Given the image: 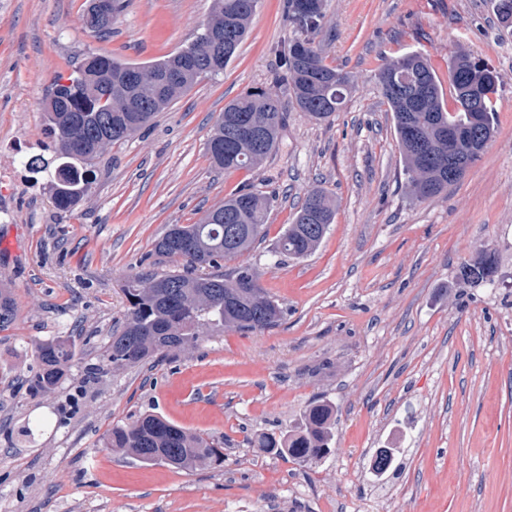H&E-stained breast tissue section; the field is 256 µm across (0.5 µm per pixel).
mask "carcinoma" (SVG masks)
Returning a JSON list of instances; mask_svg holds the SVG:
<instances>
[{"label": "carcinoma", "instance_id": "obj_1", "mask_svg": "<svg viewBox=\"0 0 512 512\" xmlns=\"http://www.w3.org/2000/svg\"><path fill=\"white\" fill-rule=\"evenodd\" d=\"M300 0H287L288 18L297 35L284 45L282 55L286 73L282 78L294 107L315 120H326L340 111L351 91L349 73L326 63L314 36L326 15L327 0L319 10L298 15ZM259 0H213L212 13L224 28V53L219 67L211 66L216 50L202 30L184 49L147 65H137L105 57L94 66L91 55L62 83L52 84L62 105L46 113L47 133L56 143L61 164L52 185L56 206L69 210L92 189L91 162L99 151L124 141L149 123L188 91L199 78L223 70L246 38ZM135 69L145 74L141 84L128 89L116 81L123 72ZM179 71L182 78L161 90L154 75ZM381 95L394 120L411 195L425 201L448 192L461 177L448 181V140L443 128L455 123L466 131L478 132L489 142L495 134V102L499 75L472 60L464 49L448 58V82L453 89L454 108L445 94L430 60L421 52L405 53L383 60L377 73ZM99 84L93 96L89 88ZM460 83L480 84L482 96L471 103L458 94ZM139 103L130 114L119 108L128 97ZM417 128L421 145L408 136L407 123ZM285 123V108L280 97L257 88L224 106L206 142L213 165L224 171L254 169L277 146ZM276 193L240 191L224 198V203L208 211L195 224H171L155 243L157 255L178 258L182 268L162 275L140 273L128 280L124 293L129 303L121 326L113 331L103 361L115 369L174 356L202 337L206 324L213 332L227 327L239 330H264L277 325L285 310L258 283L259 274L247 263L229 274L207 273L219 262L236 259L263 240L269 212ZM335 217L330 195L321 188L307 192L304 202L277 240L276 253L290 259L312 254L320 245ZM497 272L495 252L484 251L478 260L460 267L459 279L465 283L491 282ZM17 307L11 288L0 284V330L16 319ZM74 351L65 340L40 343L34 350L31 389L48 392L63 379ZM333 407L313 402L305 411L303 426L274 437L260 435L258 447L298 464L321 457L333 439ZM107 447L152 464L163 462L177 470L221 460L212 441L190 432L167 418L145 413L132 423L112 428Z\"/></svg>", "mask_w": 512, "mask_h": 512}]
</instances>
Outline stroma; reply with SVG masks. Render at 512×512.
I'll use <instances>...</instances> for the list:
<instances>
[{
	"instance_id": "35a3bbf8",
	"label": "stroma",
	"mask_w": 512,
	"mask_h": 512,
	"mask_svg": "<svg viewBox=\"0 0 512 512\" xmlns=\"http://www.w3.org/2000/svg\"><path fill=\"white\" fill-rule=\"evenodd\" d=\"M284 4L260 0L224 71L98 154L91 191L62 212L42 112L54 79L90 52L136 64L177 52L212 0H125L107 35L85 27L86 0H0V241L13 243L0 280L18 308L0 331V512H512V30L495 0H328L315 42L353 77L344 108L323 122L288 108L262 166L218 170L206 140L225 103L284 90ZM460 47L500 76L497 133L456 186L420 202L376 74L417 50L444 82ZM315 187L336 199L333 224L310 256H275ZM244 188L278 193L246 259L282 321L103 365L126 280L179 267L153 252L166 226ZM485 247L494 282L460 281ZM57 339L75 353L68 374L34 392V346ZM316 399L336 418L323 457L299 465L253 445L300 426ZM146 412L209 437L223 463L181 471L106 447ZM381 448L394 462L377 474Z\"/></svg>"
}]
</instances>
